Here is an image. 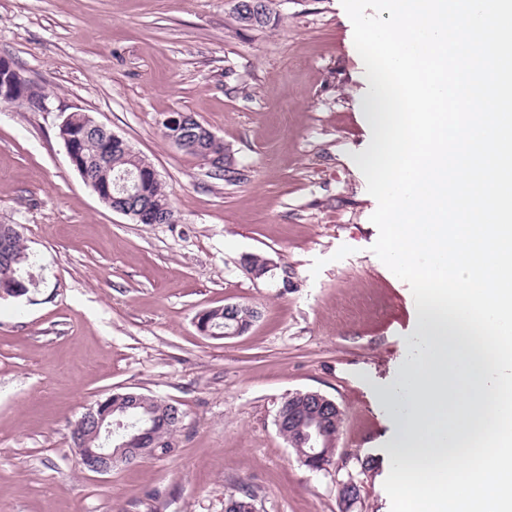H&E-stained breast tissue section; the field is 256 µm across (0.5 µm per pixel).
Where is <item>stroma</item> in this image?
Wrapping results in <instances>:
<instances>
[{"instance_id":"1","label":"stroma","mask_w":512,"mask_h":512,"mask_svg":"<svg viewBox=\"0 0 512 512\" xmlns=\"http://www.w3.org/2000/svg\"><path fill=\"white\" fill-rule=\"evenodd\" d=\"M236 0H0V57L47 107L0 104V224L36 263L0 299V512H339L336 472L312 471L279 435L288 394L343 416L339 452L363 472L352 512H390L394 427L377 394L415 362L409 284L372 252L377 202L353 157L366 93L341 0H273L246 28ZM88 113L150 160L175 210L137 224L72 166L59 127ZM188 112L231 151L238 181L207 177L159 122ZM261 254L288 267L252 281ZM259 313L241 336L199 332V312ZM134 388L184 414L166 457L100 475L72 440L96 400Z\"/></svg>"}]
</instances>
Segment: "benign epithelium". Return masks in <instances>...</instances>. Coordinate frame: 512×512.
Returning a JSON list of instances; mask_svg holds the SVG:
<instances>
[{"mask_svg": "<svg viewBox=\"0 0 512 512\" xmlns=\"http://www.w3.org/2000/svg\"><path fill=\"white\" fill-rule=\"evenodd\" d=\"M237 20L244 27H256L265 19L261 0H237ZM31 82L12 63L0 58V100L16 102L26 94ZM163 123L170 127L196 128L198 132L181 136L169 133L168 140L178 150L193 152L203 163L210 162L209 144L218 137L200 125L188 113L169 115ZM71 164L98 197L113 211L131 218L135 223L146 219L150 206L144 204L140 191V174L127 170L116 177L115 190L102 187L97 180L78 165L70 141H64ZM138 395L115 393L90 406L75 425V443L83 465L98 474H107L121 464H130L145 457L161 455V442L154 437L151 422L165 410H147L139 414ZM342 410L324 394L298 391L288 395V405H280L275 423L279 434L288 444L298 449L300 461L312 470H325L335 466L341 470L350 455L335 458V443L340 432ZM361 482L353 475L338 482V501L341 510L348 512L360 501Z\"/></svg>", "mask_w": 512, "mask_h": 512, "instance_id": "7a95c632", "label": "benign epithelium"}]
</instances>
